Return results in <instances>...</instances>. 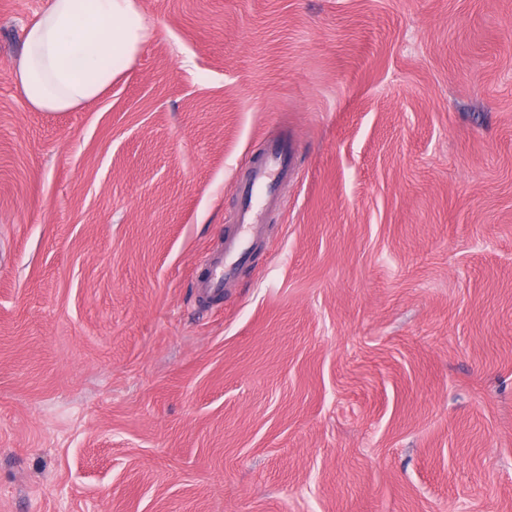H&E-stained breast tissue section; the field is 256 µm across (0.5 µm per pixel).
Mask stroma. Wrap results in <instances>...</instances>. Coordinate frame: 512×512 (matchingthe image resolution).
<instances>
[{
    "label": "stroma",
    "instance_id": "1",
    "mask_svg": "<svg viewBox=\"0 0 512 512\" xmlns=\"http://www.w3.org/2000/svg\"><path fill=\"white\" fill-rule=\"evenodd\" d=\"M44 4L0 0V512H512V0H138L70 112L13 82ZM292 154L291 142L275 137L237 180L235 193L239 205L234 213V230L224 235L219 252L205 257L206 274L198 284L202 295L220 292L237 268L249 260L264 231V213L288 176Z\"/></svg>",
    "mask_w": 512,
    "mask_h": 512
}]
</instances>
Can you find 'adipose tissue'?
Listing matches in <instances>:
<instances>
[{
	"mask_svg": "<svg viewBox=\"0 0 512 512\" xmlns=\"http://www.w3.org/2000/svg\"><path fill=\"white\" fill-rule=\"evenodd\" d=\"M149 35L137 0H48L24 30L14 82L33 110L80 108L111 88Z\"/></svg>",
	"mask_w": 512,
	"mask_h": 512,
	"instance_id": "obj_1",
	"label": "adipose tissue"
}]
</instances>
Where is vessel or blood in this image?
Segmentation results:
<instances>
[{
	"label": "vessel or blood",
	"instance_id": "obj_1",
	"mask_svg": "<svg viewBox=\"0 0 512 512\" xmlns=\"http://www.w3.org/2000/svg\"><path fill=\"white\" fill-rule=\"evenodd\" d=\"M292 154L290 141L274 138L237 180L235 193L239 205L234 213L235 226L225 235L222 249L205 257L206 274L199 282L202 295L221 291L238 267L249 260L264 231V213L288 175Z\"/></svg>",
	"mask_w": 512,
	"mask_h": 512
}]
</instances>
